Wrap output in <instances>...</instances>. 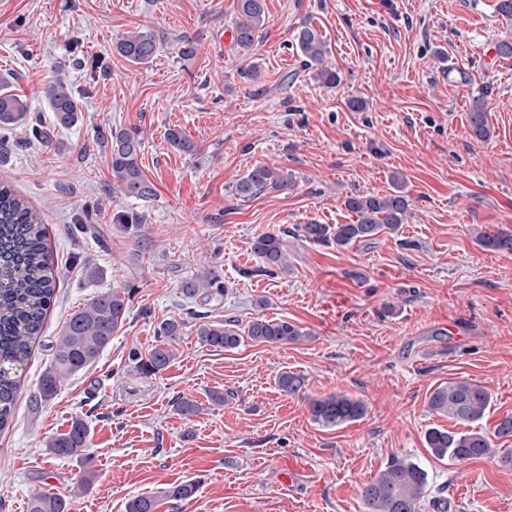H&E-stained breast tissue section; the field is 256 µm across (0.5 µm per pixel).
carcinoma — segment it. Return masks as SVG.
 <instances>
[{
	"label": "carcinoma",
	"instance_id": "cac0c4a2",
	"mask_svg": "<svg viewBox=\"0 0 512 512\" xmlns=\"http://www.w3.org/2000/svg\"><path fill=\"white\" fill-rule=\"evenodd\" d=\"M238 19L234 24L233 41L244 57H249L258 33L269 22L266 0H237ZM294 43L303 57L306 69L315 80L333 86L340 82L337 72L325 65L328 48L321 34L309 25L300 26ZM162 39L150 27H142L121 37L115 53L125 61L145 65L160 52ZM42 95L53 112L55 125L69 127L79 119V101L69 84L61 77L45 85ZM30 111L26 100L9 92L0 93V129L10 130L21 125ZM470 135L478 142L492 136L485 101L477 97L468 112ZM95 138L109 149L113 189L126 198L145 200L154 195L152 183L141 168L143 139L136 129L99 127ZM166 141L171 148L192 154L196 147L182 131L170 129ZM289 174L277 168L259 164L237 180L233 195L248 201L262 193L279 191L290 184ZM345 207L355 214L352 224H301L299 237L314 243L336 244L345 248L360 242L372 245L382 233L394 234L407 223L410 200L401 191L388 195H355L347 197ZM288 232H264L254 238L253 252L260 258V271L267 275L288 272ZM481 248L492 252L512 251V234L480 232ZM57 287V270L46 242L43 225L34 218L31 209L7 184L0 183V429L12 422L19 389L18 368L30 353L31 343L42 335L48 312L53 306ZM182 295L193 301L210 302L224 296V281L216 270L197 274L181 284ZM130 307L129 293L116 287L97 294L82 308L70 314L52 345V365L42 376L31 399L37 408L51 399L68 377L91 367L111 344L112 336L126 321ZM185 327L182 320L162 323L157 336L162 341L154 345L147 356L134 350L129 359L136 367L149 373H162L175 358L171 341ZM254 341L288 344L300 341L307 332L285 319L257 317L245 330ZM201 343L214 348L232 350L241 336L232 321L203 323L196 328ZM304 380L293 373L278 377L281 391L291 395L300 391ZM491 395L477 383L455 380L433 389L428 408L434 414L460 425L470 426L484 419ZM311 419L322 428H336L361 419L365 403L343 393H333L312 400ZM425 448L438 460L465 462L494 455L491 442L480 431H455L431 427L424 434ZM45 448L52 458L60 461L84 459L89 449V429L81 418L72 420L64 433L50 437ZM428 487L427 472L412 460L393 456L378 476L363 486L360 492L362 512H419ZM197 490L193 481H181L165 487L156 495H138L131 499L127 512H156L159 501L182 502L191 499ZM28 512H68L67 501L45 491L33 493Z\"/></svg>",
	"mask_w": 512,
	"mask_h": 512
}]
</instances>
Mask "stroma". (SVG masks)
Wrapping results in <instances>:
<instances>
[{
    "mask_svg": "<svg viewBox=\"0 0 512 512\" xmlns=\"http://www.w3.org/2000/svg\"><path fill=\"white\" fill-rule=\"evenodd\" d=\"M237 0H0V89L28 99L49 125L44 84L65 77L81 103L77 124L51 144L24 128L0 131V182L40 218L58 268L56 301L21 377L15 415L0 430V512H28L39 490L70 512H126L128 501L194 480L195 497L157 512H360L359 492L395 455L428 474L420 512H512V466L494 456L451 464L424 434L448 427L427 401L439 384L467 379L492 395L481 423L492 433L512 415V253L484 251L477 232L512 233V59L486 60L508 25L497 0H266L269 22L251 61L232 41ZM328 44L341 81H314L293 35L301 25ZM148 26L164 41L146 65L112 51ZM195 42L191 59L181 40ZM256 63L259 79L245 73ZM484 97L490 141L471 138L467 112ZM365 103L362 111L348 102ZM100 126L138 129L142 170L155 194L112 190ZM195 153L174 151L170 129ZM291 173L286 190L243 202L235 182L257 164ZM401 186L413 215L374 245L339 249L289 239L287 273H259L253 239L300 224H350L348 196ZM137 213L140 234L120 215ZM413 248H406V241ZM101 270L89 280L86 264ZM219 270L222 300L187 301L181 283ZM122 287L130 316L90 368L31 408L52 361L51 343L71 312ZM285 319L297 343L243 338L232 350L200 343V321ZM185 320L177 357L161 374L134 368L157 329ZM301 375L295 395L279 373ZM229 394L215 405L211 392ZM345 393L365 416L325 429L310 399ZM194 399L186 420L174 407ZM90 431L87 459L59 461L45 441L74 417ZM94 481L79 484L86 472Z\"/></svg>",
    "mask_w": 512,
    "mask_h": 512,
    "instance_id": "1",
    "label": "stroma"
}]
</instances>
